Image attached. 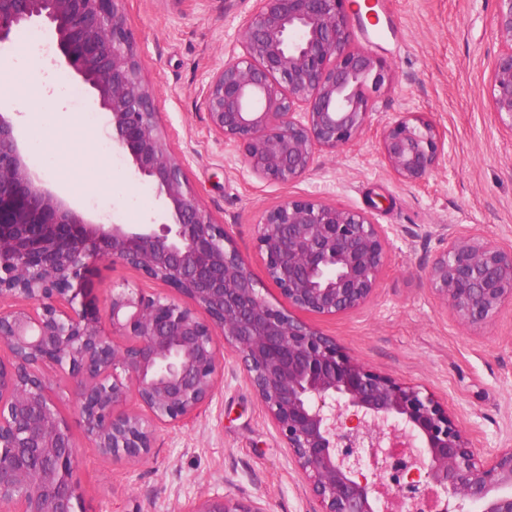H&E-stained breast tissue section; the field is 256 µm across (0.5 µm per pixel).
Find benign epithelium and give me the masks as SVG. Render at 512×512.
Listing matches in <instances>:
<instances>
[{"mask_svg": "<svg viewBox=\"0 0 512 512\" xmlns=\"http://www.w3.org/2000/svg\"><path fill=\"white\" fill-rule=\"evenodd\" d=\"M124 0H0V41L44 20L60 63L93 90L112 150L153 186L161 224L85 218L28 163L0 113V512H83L79 453L50 365L72 383L71 404L91 447L114 460L146 458L159 428L212 401L230 346L318 512H413L441 489L456 512H512V448L485 456L439 401L376 372L309 323L270 305L227 229L190 189L127 27ZM346 0H255L242 53L208 79L210 129L255 178L286 185L367 126L388 74L356 42ZM492 101L512 126V0H497ZM381 156L404 184L437 168L444 141L421 115L397 112ZM256 242L288 305L335 316L364 305L387 261L371 217L310 198L266 209ZM124 264L166 293L125 283L105 302L91 288L104 264ZM428 288L471 329L512 305V244L450 232L425 273ZM186 512H265L229 496Z\"/></svg>", "mask_w": 512, "mask_h": 512, "instance_id": "benign-epithelium-1", "label": "benign epithelium"}]
</instances>
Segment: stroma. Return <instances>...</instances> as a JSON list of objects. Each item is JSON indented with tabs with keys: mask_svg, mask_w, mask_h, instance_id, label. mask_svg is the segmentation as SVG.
<instances>
[{
	"mask_svg": "<svg viewBox=\"0 0 512 512\" xmlns=\"http://www.w3.org/2000/svg\"><path fill=\"white\" fill-rule=\"evenodd\" d=\"M374 14L356 40L388 67L365 130L342 153L318 157L304 178L287 185L250 175L238 153L209 128L202 105L208 77L241 50L240 33L254 0H124L146 81L172 148L186 163L191 188L226 226L266 300L288 303L268 280L256 246L262 212L284 198L314 197L370 213L385 230L389 258L371 299L336 316L302 313L370 369L432 393L486 454L512 447V307L473 332L427 287L424 273L448 231L512 243V126L491 97L493 63L502 49L492 24L496 0H373ZM22 28L0 55V84L10 94L0 112L31 148L28 161L54 189L101 222L159 220L151 186L126 159L99 152L104 114L88 88L41 53ZM396 112L430 119L445 155L426 180L399 182L379 152L383 127ZM128 283L146 292L161 283L121 264L100 266L94 292L106 299ZM72 431L75 473L86 512H185L203 497L228 495L266 512H317L286 448L232 352L213 401L195 416L162 427L149 456L112 461Z\"/></svg>",
	"mask_w": 512,
	"mask_h": 512,
	"instance_id": "1",
	"label": "stroma"
}]
</instances>
